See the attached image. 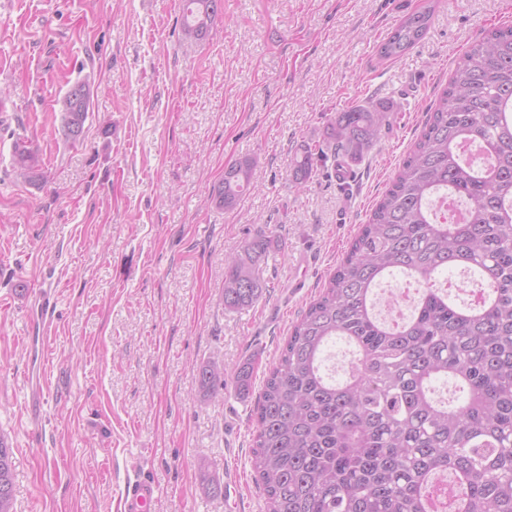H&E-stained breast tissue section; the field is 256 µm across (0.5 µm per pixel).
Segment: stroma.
<instances>
[{
	"label": "stroma",
	"mask_w": 512,
	"mask_h": 512,
	"mask_svg": "<svg viewBox=\"0 0 512 512\" xmlns=\"http://www.w3.org/2000/svg\"><path fill=\"white\" fill-rule=\"evenodd\" d=\"M424 39L377 46L425 0H221L185 40L180 0H0V438L17 512H113L127 474L160 488L154 512H266L252 411L279 348L317 297L419 137L458 58L512 25V0H432ZM93 77L79 142L59 101ZM398 101L352 168L297 186L288 163L329 117ZM37 152L20 176L15 142ZM255 158L232 209L209 196ZM275 241L252 307L225 310L227 255ZM55 291L45 386L30 394L27 308ZM254 371L248 394L205 397L196 368ZM220 481L223 495L208 491Z\"/></svg>",
	"instance_id": "stroma-1"
}]
</instances>
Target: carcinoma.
Here are the masks:
<instances>
[{
  "instance_id": "obj_1",
  "label": "carcinoma",
  "mask_w": 512,
  "mask_h": 512,
  "mask_svg": "<svg viewBox=\"0 0 512 512\" xmlns=\"http://www.w3.org/2000/svg\"><path fill=\"white\" fill-rule=\"evenodd\" d=\"M218 0H182V33L200 40ZM433 6L405 15L378 45L393 60L430 27ZM391 103L349 107L328 119L323 142L289 163L303 185L315 163L350 168L389 124ZM16 164L42 159L16 144ZM255 161L224 169L212 190L234 207L255 188ZM471 204L460 222L437 218V197ZM260 234L225 259L224 309L258 302ZM474 272L486 301L462 306L437 276ZM399 271L417 284L405 321L379 320L376 288ZM356 350L347 377L322 369L327 346ZM203 396L224 391V369H197ZM451 380L457 403L435 396ZM253 468L268 512H428L441 478L460 483V512H512V25L483 32L459 58L414 148L362 225L327 287L309 302L267 375L254 409ZM0 512H14V462L0 440Z\"/></svg>"
}]
</instances>
